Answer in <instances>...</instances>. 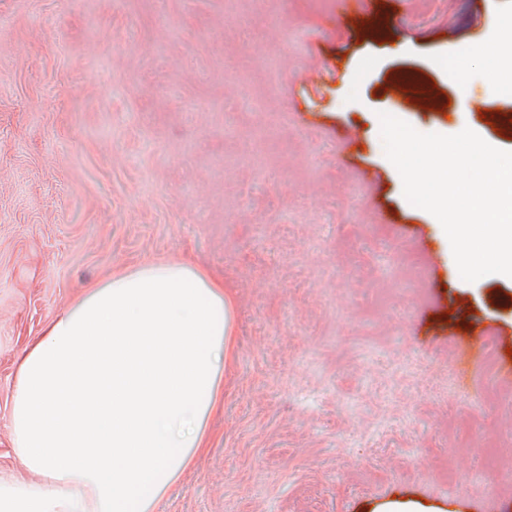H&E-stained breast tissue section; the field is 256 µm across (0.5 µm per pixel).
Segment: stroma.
I'll list each match as a JSON object with an SVG mask.
<instances>
[{
	"label": "stroma",
	"instance_id": "1",
	"mask_svg": "<svg viewBox=\"0 0 512 512\" xmlns=\"http://www.w3.org/2000/svg\"><path fill=\"white\" fill-rule=\"evenodd\" d=\"M368 5L372 38L337 0H0L1 471L26 474L8 420L47 323L112 274L188 261L233 299V351L157 512H512V281L460 277L379 120L512 152L483 52L512 0ZM417 74L450 106L386 95ZM479 340L473 393L456 355Z\"/></svg>",
	"mask_w": 512,
	"mask_h": 512
}]
</instances>
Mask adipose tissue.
Masks as SVG:
<instances>
[{
	"mask_svg": "<svg viewBox=\"0 0 512 512\" xmlns=\"http://www.w3.org/2000/svg\"><path fill=\"white\" fill-rule=\"evenodd\" d=\"M234 303L187 262L112 275L64 307L21 357L0 512H155L209 432Z\"/></svg>",
	"mask_w": 512,
	"mask_h": 512,
	"instance_id": "adipose-tissue-1",
	"label": "adipose tissue"
}]
</instances>
